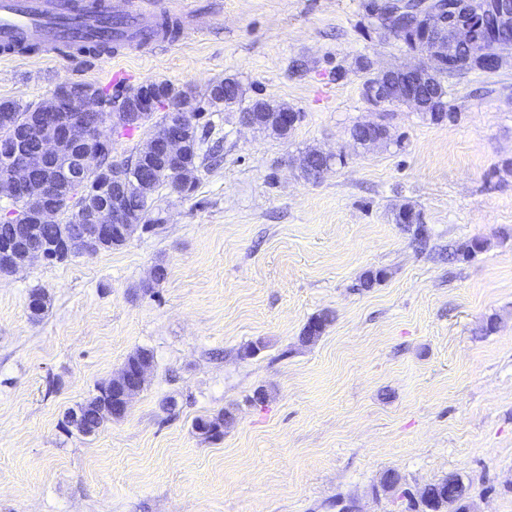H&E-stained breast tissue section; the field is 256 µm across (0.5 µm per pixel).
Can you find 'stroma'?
I'll list each match as a JSON object with an SVG mask.
<instances>
[{"instance_id":"stroma-1","label":"stroma","mask_w":512,"mask_h":512,"mask_svg":"<svg viewBox=\"0 0 512 512\" xmlns=\"http://www.w3.org/2000/svg\"><path fill=\"white\" fill-rule=\"evenodd\" d=\"M180 5L200 32L164 51L0 59V99L164 80L201 100L233 76L244 101L302 117L282 139L212 112L206 142L222 159L190 196L154 193L157 230L0 279V512H337L340 500L412 512L408 493L451 473L474 512H512V71L449 80L458 117L434 124L364 100L355 59L381 70L415 55L379 40L361 0ZM368 121L403 147H355L349 130ZM311 149L345 161L306 181L290 162ZM404 205L421 211L425 243L395 223ZM476 239L483 250L460 257ZM159 264L165 279L144 292ZM376 269L385 279L361 287ZM322 313L323 334L301 343ZM139 348L154 364L127 414L65 431V413ZM222 410L221 439L195 429ZM388 469L401 492L381 489Z\"/></svg>"}]
</instances>
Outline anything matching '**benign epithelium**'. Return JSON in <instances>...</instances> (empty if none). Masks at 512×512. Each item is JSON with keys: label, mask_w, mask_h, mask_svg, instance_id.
Instances as JSON below:
<instances>
[{"label": "benign epithelium", "mask_w": 512, "mask_h": 512, "mask_svg": "<svg viewBox=\"0 0 512 512\" xmlns=\"http://www.w3.org/2000/svg\"><path fill=\"white\" fill-rule=\"evenodd\" d=\"M407 4L408 0H377V12L395 19L407 10ZM428 4L429 0H422L416 8L419 32L432 42L425 53V61L380 72L387 89L378 85L362 88L363 96L372 106L406 104L420 111L425 103L415 88L430 74L461 65L487 74L512 68L511 51L489 56L475 51L464 61L456 55L457 47L473 41L470 22L474 15L495 16V24L487 30V37L512 40V4L505 0H463L460 13L448 21L446 28L434 24ZM191 100L189 95L169 96L163 100L152 87L144 86L127 101L121 112L103 117L100 115L102 98L94 87L65 83L41 101L36 112L26 116L14 114L11 104L3 103L0 129L8 132L12 149L0 159V192L11 202H22L36 195L41 203L24 223L14 225L11 236L0 239V277L14 275L22 265L33 260H54L72 252L91 255L92 243L108 238L111 233L122 230L123 225L133 222L134 216L127 204L129 191L136 186L154 184L159 161L173 171L179 170L191 131L196 127V113L188 111ZM162 101L175 121L154 132L147 145L136 151L131 160H115L112 166H105L103 156L112 153V141L103 133V127L109 123L116 131L122 125H138L144 114L156 111ZM238 121L244 127L264 132L272 127L289 128L297 122V117L293 112H240ZM361 128L365 131L361 142L364 147L378 145L390 137V131H379L373 122L363 123ZM62 172L82 182L88 175L98 174L112 185V193L102 197L84 214L83 239L63 237L48 248L39 247L29 238L34 233L33 225L56 223V198ZM148 370L147 365L133 371L123 369L113 378L127 388L122 408H128L146 381Z\"/></svg>", "instance_id": "benign-epithelium-1"}]
</instances>
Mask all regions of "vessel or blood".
<instances>
[{"label": "vessel or blood", "mask_w": 512, "mask_h": 512, "mask_svg": "<svg viewBox=\"0 0 512 512\" xmlns=\"http://www.w3.org/2000/svg\"><path fill=\"white\" fill-rule=\"evenodd\" d=\"M156 0H0V57L22 56L28 45L42 55L61 57V48L81 41L79 56L97 57L93 44L104 22L114 25L113 56L170 40L159 28Z\"/></svg>", "instance_id": "vessel-or-blood-1"}]
</instances>
